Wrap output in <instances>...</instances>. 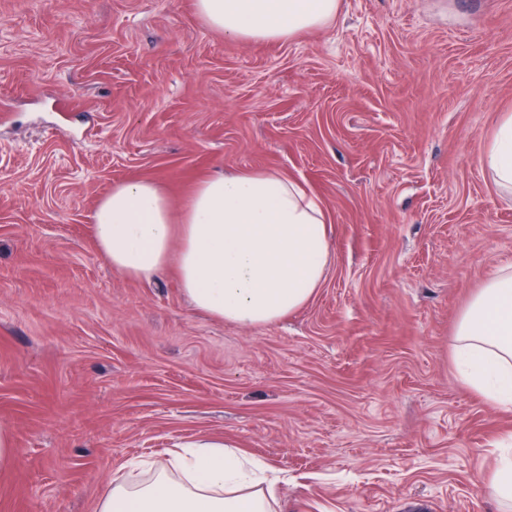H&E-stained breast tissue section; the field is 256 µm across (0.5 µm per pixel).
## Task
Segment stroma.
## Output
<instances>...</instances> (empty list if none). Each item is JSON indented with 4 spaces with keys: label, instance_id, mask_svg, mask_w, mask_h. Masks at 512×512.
Wrapping results in <instances>:
<instances>
[{
    "label": "stroma",
    "instance_id": "stroma-1",
    "mask_svg": "<svg viewBox=\"0 0 512 512\" xmlns=\"http://www.w3.org/2000/svg\"><path fill=\"white\" fill-rule=\"evenodd\" d=\"M512 113V0H343L292 42L194 0H0V512H96L135 458L201 436L263 458L289 512H501L512 411L458 380L456 321L512 263L480 154ZM265 169L322 200L321 288L253 328L174 273L122 277L91 233L114 184L174 205ZM487 486L493 496L512 505V461L499 463L497 471L489 478Z\"/></svg>",
    "mask_w": 512,
    "mask_h": 512
}]
</instances>
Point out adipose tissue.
<instances>
[{"instance_id": "1", "label": "adipose tissue", "mask_w": 512, "mask_h": 512, "mask_svg": "<svg viewBox=\"0 0 512 512\" xmlns=\"http://www.w3.org/2000/svg\"><path fill=\"white\" fill-rule=\"evenodd\" d=\"M342 0H195L200 18L232 40L290 42L327 26ZM481 164L512 195V113L502 115ZM326 211L299 181L263 170L206 177L182 208L151 180L113 185L96 204L98 251L126 278L176 270L197 311L243 327L265 326L305 305L331 260ZM453 359L461 382L512 410V263L460 313ZM113 480L98 512H288L256 461L201 438Z\"/></svg>"}]
</instances>
